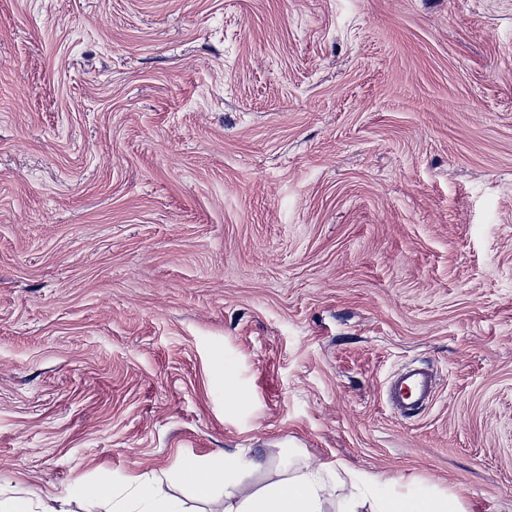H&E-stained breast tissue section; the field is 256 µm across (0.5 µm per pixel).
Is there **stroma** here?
Listing matches in <instances>:
<instances>
[{
	"label": "stroma",
	"instance_id": "1",
	"mask_svg": "<svg viewBox=\"0 0 512 512\" xmlns=\"http://www.w3.org/2000/svg\"><path fill=\"white\" fill-rule=\"evenodd\" d=\"M227 453L512 512V0H0V485ZM434 377L426 366L407 365L392 379L388 400L394 413L411 417L425 409L435 396Z\"/></svg>",
	"mask_w": 512,
	"mask_h": 512
}]
</instances>
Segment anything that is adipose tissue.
I'll use <instances>...</instances> for the list:
<instances>
[{
	"label": "adipose tissue",
	"instance_id": "ef3b65f1",
	"mask_svg": "<svg viewBox=\"0 0 512 512\" xmlns=\"http://www.w3.org/2000/svg\"><path fill=\"white\" fill-rule=\"evenodd\" d=\"M334 463L325 462L316 469H300L264 491L241 497L224 493V512H324L328 487L324 476L336 473ZM361 491L349 497L343 512H460L454 497H439L428 489L408 485L387 490L378 475L359 476ZM117 512H186L180 499L161 494L152 484L139 483L130 501Z\"/></svg>",
	"mask_w": 512,
	"mask_h": 512
}]
</instances>
